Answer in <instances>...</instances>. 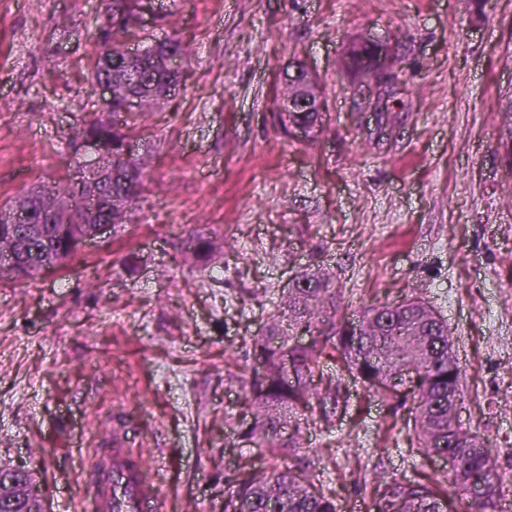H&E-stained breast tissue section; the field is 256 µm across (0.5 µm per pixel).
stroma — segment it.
<instances>
[{"label":"stroma","instance_id":"35a3bbf8","mask_svg":"<svg viewBox=\"0 0 512 512\" xmlns=\"http://www.w3.org/2000/svg\"><path fill=\"white\" fill-rule=\"evenodd\" d=\"M154 40L192 53L181 89L128 122L147 180L125 227L63 267L0 282V461L35 472L50 512H85L92 459L121 430L163 469L171 512H223L244 457L251 343L292 277L325 271L349 317L418 297L447 321L464 428L498 458L512 505V0H162ZM104 0H0V206L69 184L99 99L88 71ZM390 46L396 135L374 145L353 39ZM307 62L328 98L314 141L272 117L275 78ZM217 235L206 261L189 234ZM329 419L298 460L339 512H374L380 478L446 480L410 439L411 397L385 401L326 362Z\"/></svg>","mask_w":512,"mask_h":512}]
</instances>
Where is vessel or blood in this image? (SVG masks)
<instances>
[{
	"mask_svg": "<svg viewBox=\"0 0 512 512\" xmlns=\"http://www.w3.org/2000/svg\"><path fill=\"white\" fill-rule=\"evenodd\" d=\"M100 454L103 463L94 470L92 512H167L158 468L117 442Z\"/></svg>",
	"mask_w": 512,
	"mask_h": 512,
	"instance_id": "1",
	"label": "vessel or blood"
}]
</instances>
